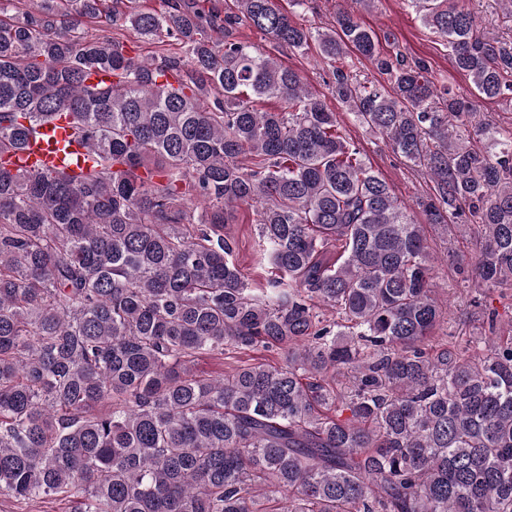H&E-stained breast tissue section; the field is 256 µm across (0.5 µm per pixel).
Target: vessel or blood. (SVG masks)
I'll list each match as a JSON object with an SVG mask.
<instances>
[{
    "instance_id": "1",
    "label": "vessel or blood",
    "mask_w": 512,
    "mask_h": 512,
    "mask_svg": "<svg viewBox=\"0 0 512 512\" xmlns=\"http://www.w3.org/2000/svg\"><path fill=\"white\" fill-rule=\"evenodd\" d=\"M15 167L39 168L67 173L94 168L92 150L86 141L74 139L69 119L61 115L44 125L38 138L28 140L13 157Z\"/></svg>"
}]
</instances>
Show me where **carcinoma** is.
Returning <instances> with one entry per match:
<instances>
[{
  "label": "carcinoma",
  "mask_w": 512,
  "mask_h": 512,
  "mask_svg": "<svg viewBox=\"0 0 512 512\" xmlns=\"http://www.w3.org/2000/svg\"><path fill=\"white\" fill-rule=\"evenodd\" d=\"M26 2L0 0V492L72 512H512V336L493 315L486 352L432 348L445 311L422 225L299 72L227 33L245 21L387 76L338 67L329 90L425 171L429 223L478 225L484 291L512 282V130L425 61L383 55L348 12L320 31L275 0H234L222 18L113 0L112 24L178 46L155 65L81 29L106 0L8 15ZM410 3L480 96L512 99L511 46L448 0ZM60 114L97 170L12 167ZM242 204L275 270L265 288L224 240ZM273 346L284 364L192 368ZM234 354L224 351V356L203 354L196 361V371L204 377L218 376L226 373L236 364Z\"/></svg>",
  "instance_id": "carcinoma-1"
}]
</instances>
